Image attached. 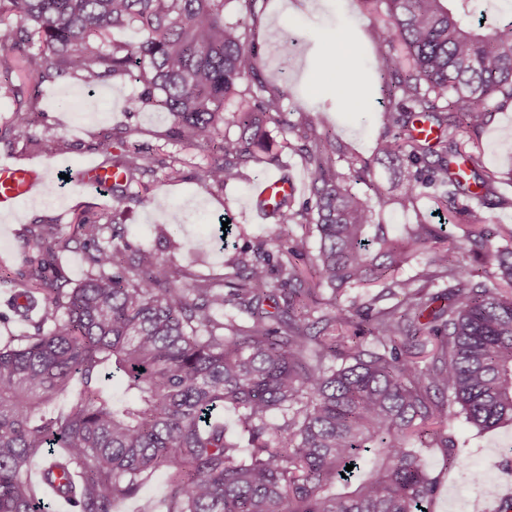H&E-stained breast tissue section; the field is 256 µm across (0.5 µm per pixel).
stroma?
I'll return each instance as SVG.
<instances>
[{"mask_svg": "<svg viewBox=\"0 0 512 512\" xmlns=\"http://www.w3.org/2000/svg\"><path fill=\"white\" fill-rule=\"evenodd\" d=\"M288 5L297 10L298 23L293 27L280 18ZM225 15L232 22L247 20L257 46L254 65L268 88L276 89L285 81L296 86V96L285 105L289 120L296 124L306 119L317 127L328 126L348 152L368 160L371 181L356 184V191L370 195V186L376 183L391 194H400L399 172L375 152L384 126L381 92L372 76L370 49L383 24L384 7L365 6L360 0H258L256 15L251 18L241 0H230ZM273 31L278 34L274 41L268 38ZM341 33L348 34L352 52L361 64L363 92L355 98L339 93L336 74L324 63ZM138 92V84L126 77L114 78L92 92L71 79L45 85L38 105L40 116L32 127L45 139L44 151H25L20 139L0 141V159L36 163L56 185L52 193L23 204L16 215L0 217V344L10 337L33 332L41 315L43 303L39 300L27 318L14 315L11 298L19 284L8 279L7 274L34 250L35 234L42 226L52 225L64 231L74 213L92 216L113 207L125 226V241L130 249L162 252L167 250L162 230L169 224L172 212L177 211L184 224L173 232L180 244L179 249L170 252L173 262L193 276L220 278L227 272L225 260L266 232L265 224L245 207L254 180L285 169L298 179L300 198L308 197L313 172L290 149L282 151L278 165L249 163L243 180L210 194L202 192L199 177L208 149L171 140L170 123L160 108L129 111L128 101ZM118 127L130 129L132 142L149 151L161 149L182 158L179 179H166L159 171L147 174L131 186L130 198L120 204L111 195L90 192L66 181V174L76 167L92 160L103 161V154L94 145ZM479 141L486 168L501 176L499 191L512 197L511 106L492 113ZM223 221L228 224L224 235L218 230ZM448 430L470 468L465 471L448 467L443 449H418L422 463L438 480L429 512H473L470 500L479 497L469 479L473 468L489 470L494 478V496L480 497L482 508L488 512L495 495L512 493V427L480 434L452 411L448 414Z\"/></svg>", "mask_w": 512, "mask_h": 512, "instance_id": "stroma-1", "label": "stroma"}]
</instances>
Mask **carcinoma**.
<instances>
[{"instance_id":"carcinoma-1","label":"carcinoma","mask_w":512,"mask_h":512,"mask_svg":"<svg viewBox=\"0 0 512 512\" xmlns=\"http://www.w3.org/2000/svg\"><path fill=\"white\" fill-rule=\"evenodd\" d=\"M229 2L0 0V98L28 93L8 133L37 151L44 140L28 131L44 84L95 89L127 76L140 85L129 109L159 107L174 140L209 149L203 191L242 178L252 161L277 162L268 127L288 131L294 90L267 92L247 26L224 19ZM380 2L388 23L373 51L387 135L377 154L406 162L399 197L353 191L368 163L308 123L293 150L313 169L309 197L282 201L265 238L225 262L220 280H189L153 250L122 257L108 210L74 214L65 237L52 226L38 235L16 273V311L39 294L44 313L0 346V512H45L44 481L74 512H114L155 474L167 494L140 512H422L437 482L410 444L464 467L448 405L481 433L512 424V228L484 216L512 199L478 142L493 110L512 105V11L487 30L471 20V0ZM130 27L140 40H111ZM419 122L435 142L415 134ZM96 147L124 175L116 199L158 167L180 174V158L139 148L127 129ZM423 194L466 217L463 243L422 220L399 236L374 222L376 210L413 209ZM290 224L316 234L317 249L288 235ZM494 237L505 245L493 268L456 257L483 256ZM73 243L88 265L74 286L59 262ZM417 255L425 270L400 278ZM438 281L446 293L429 291ZM368 285L403 300L337 302ZM424 341L433 347L422 364L411 349Z\"/></svg>"}]
</instances>
